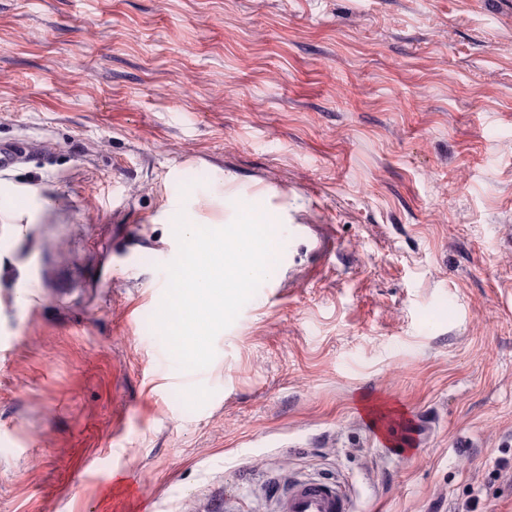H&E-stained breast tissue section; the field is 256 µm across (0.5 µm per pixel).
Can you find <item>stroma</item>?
Masks as SVG:
<instances>
[{
    "label": "stroma",
    "mask_w": 512,
    "mask_h": 512,
    "mask_svg": "<svg viewBox=\"0 0 512 512\" xmlns=\"http://www.w3.org/2000/svg\"><path fill=\"white\" fill-rule=\"evenodd\" d=\"M0 144V512H512V0H0ZM249 199L307 236L179 369L173 210ZM270 492L279 512H353L343 489L326 479L293 477L273 481Z\"/></svg>",
    "instance_id": "1"
}]
</instances>
